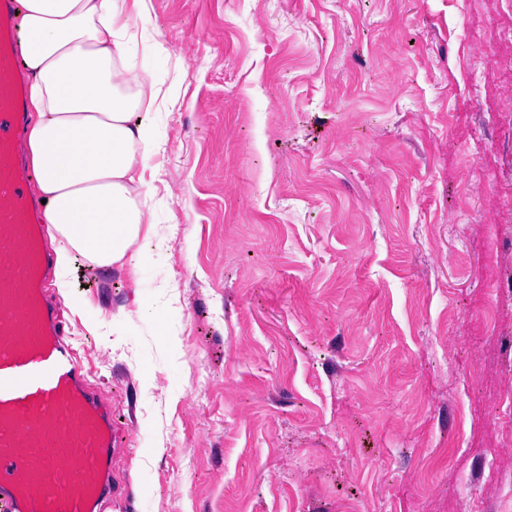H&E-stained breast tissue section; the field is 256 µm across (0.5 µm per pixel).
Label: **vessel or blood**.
<instances>
[{"instance_id":"obj_1","label":"vessel or blood","mask_w":512,"mask_h":512,"mask_svg":"<svg viewBox=\"0 0 512 512\" xmlns=\"http://www.w3.org/2000/svg\"><path fill=\"white\" fill-rule=\"evenodd\" d=\"M16 0H0V512H112L118 429L58 305L17 143L26 77Z\"/></svg>"}]
</instances>
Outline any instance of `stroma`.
<instances>
[{"mask_svg":"<svg viewBox=\"0 0 512 512\" xmlns=\"http://www.w3.org/2000/svg\"><path fill=\"white\" fill-rule=\"evenodd\" d=\"M511 30L512 0H150L156 250L74 257L64 314L113 512H512Z\"/></svg>","mask_w":512,"mask_h":512,"instance_id":"obj_1","label":"stroma"}]
</instances>
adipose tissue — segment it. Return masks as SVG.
Wrapping results in <instances>:
<instances>
[{
  "instance_id": "1",
  "label": "adipose tissue",
  "mask_w": 512,
  "mask_h": 512,
  "mask_svg": "<svg viewBox=\"0 0 512 512\" xmlns=\"http://www.w3.org/2000/svg\"><path fill=\"white\" fill-rule=\"evenodd\" d=\"M24 63L32 72L27 136L59 277L73 256L137 269L150 259L142 229L145 160L158 143L153 109L163 93L137 58L126 0H20Z\"/></svg>"
}]
</instances>
